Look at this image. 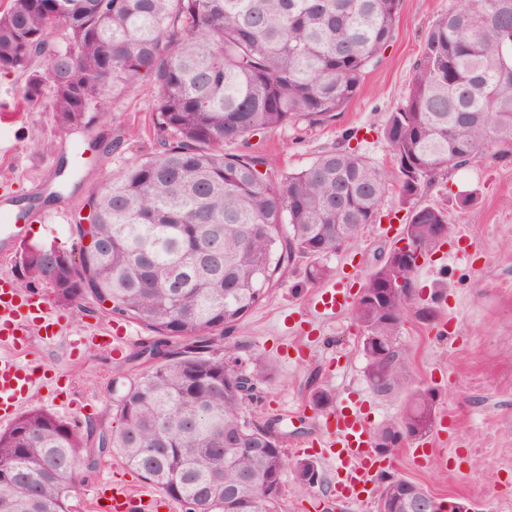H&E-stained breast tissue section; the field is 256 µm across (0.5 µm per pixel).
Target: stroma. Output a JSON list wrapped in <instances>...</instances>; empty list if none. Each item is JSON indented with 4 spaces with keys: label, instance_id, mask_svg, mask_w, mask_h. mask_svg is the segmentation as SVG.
Here are the masks:
<instances>
[{
    "label": "stroma",
    "instance_id": "35a3bbf8",
    "mask_svg": "<svg viewBox=\"0 0 512 512\" xmlns=\"http://www.w3.org/2000/svg\"><path fill=\"white\" fill-rule=\"evenodd\" d=\"M457 4L401 0L394 40L369 67L361 90L343 111L323 124L299 122L254 136L251 152L269 158L279 171L291 172L306 167L323 150L350 143L386 177L381 212L404 218L398 171L382 129L388 113L404 101L430 27ZM24 88V76L0 72V206L24 215L21 236L0 239V274L16 283L22 273L15 258L23 247L52 245L78 254L76 221L90 192L130 163L151 156L161 139L148 80L116 96L87 126L66 133L57 129L51 113L25 101ZM506 150V145L489 143L482 156L438 177L417 196L418 204L447 208L455 227L439 268L417 277L419 302H428L438 289L448 306L430 324L407 314L401 334L415 382L438 394L437 417L445 436L423 466L398 448L395 472L440 498L468 503L472 512H512V156ZM470 193L474 202L464 204ZM394 245L371 224L355 245L324 257L323 263L334 274L351 265L361 281ZM305 272V263H298L230 334V342L248 346L253 357L271 368L247 413L258 422L280 418L288 433L282 512H321L324 503L330 504V512H374L373 505L359 507L334 496L331 473L324 466L314 487L303 494L294 490L293 463L322 438V415L309 402L310 381L338 397L360 393L375 427L400 417L403 404L402 397H380L369 386L361 333L350 311L300 328L301 313L315 290L306 283ZM41 292L65 318L68 330L52 343L29 337L20 359L42 366L65 387L67 399L54 400L44 388L30 402L75 425L87 447H96L99 434L117 423L113 379L125 369L126 359L75 340L78 332L114 324L115 319L92 298L71 307L58 304L49 287ZM107 478L142 481L122 454L112 451L84 472L76 488V512H93L94 489Z\"/></svg>",
    "mask_w": 512,
    "mask_h": 512
}]
</instances>
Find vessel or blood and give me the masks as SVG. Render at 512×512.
<instances>
[{"instance_id":"vessel-or-blood-1","label":"vessel or blood","mask_w":512,"mask_h":512,"mask_svg":"<svg viewBox=\"0 0 512 512\" xmlns=\"http://www.w3.org/2000/svg\"><path fill=\"white\" fill-rule=\"evenodd\" d=\"M354 298L349 275L317 289L310 300L309 320L335 317ZM61 317L52 310L39 291L17 289L6 276L0 277V427L10 426L31 393L47 386L42 367L23 365L16 357L32 333L53 340ZM133 332L127 326L89 330L90 340H102L113 355H121ZM325 437L321 458L333 475L336 496L360 504L378 489L382 473L393 470V458L379 453L372 443V430L355 396L340 399L323 422ZM98 498L107 502L105 512H171L170 502L159 493L136 488L126 481L101 485Z\"/></svg>"}]
</instances>
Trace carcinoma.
Masks as SVG:
<instances>
[{
    "instance_id": "obj_1",
    "label": "carcinoma",
    "mask_w": 512,
    "mask_h": 512,
    "mask_svg": "<svg viewBox=\"0 0 512 512\" xmlns=\"http://www.w3.org/2000/svg\"><path fill=\"white\" fill-rule=\"evenodd\" d=\"M400 0H10L0 12V70L26 76V99L70 131L140 79L151 81L163 150L131 163L88 196L97 252L79 247L56 298L86 295L152 336L128 363L144 366L120 396L119 424L95 448L78 429L34 406L0 433V512H74L81 470L117 449L127 465L186 512H278L267 478L283 476L288 433L246 405L269 376L244 371L243 347H216L299 257L307 281L330 275L320 259L377 221L383 174L352 147L280 174L249 139L334 119L395 37ZM384 136L409 206L402 235L419 254L454 232L444 207L414 204L433 178L467 165L493 141L512 143V0H459L428 31L404 103ZM243 150L224 152V144ZM414 255H387L365 279L352 317L362 330L365 377L381 396L405 394L400 418L375 446L391 453L429 435L436 391L414 384L401 318L417 299ZM33 263L24 286L42 283ZM402 279L401 293L383 285ZM310 403L332 409L315 387ZM84 459H79L80 452ZM319 475L296 461L299 491ZM247 491L265 506L235 499ZM424 494L391 475L388 512Z\"/></svg>"
}]
</instances>
